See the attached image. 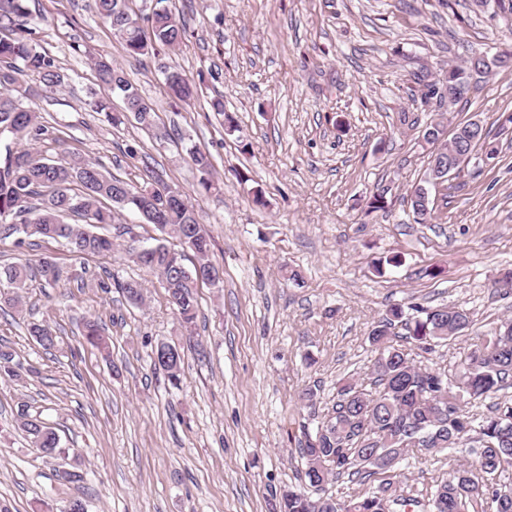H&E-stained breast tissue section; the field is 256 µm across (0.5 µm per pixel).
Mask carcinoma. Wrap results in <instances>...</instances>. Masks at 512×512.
Returning a JSON list of instances; mask_svg holds the SVG:
<instances>
[{"mask_svg": "<svg viewBox=\"0 0 512 512\" xmlns=\"http://www.w3.org/2000/svg\"><path fill=\"white\" fill-rule=\"evenodd\" d=\"M129 0H95L96 13L109 23L116 40L132 58L154 54L159 47L174 48L185 39L186 30L157 0L144 27L128 8ZM27 0H0V27H16V36L0 38V139L6 141L0 154V241L15 238L21 245L35 237L65 242L78 258L106 256L117 247L112 237L95 228L119 223L120 212H138L153 224L161 238L152 246H136L133 229L123 227L128 236L124 251L129 260L156 275L165 288L168 303L179 315L185 330L193 332L198 311L199 282L212 283L211 273L219 267L210 260L212 243L201 216L187 197L167 185L149 182L138 186L114 175L107 176L97 166L80 157L52 161L30 148L14 149L9 140L25 138L38 142L47 133L40 113L23 105L30 95L22 76L36 74L47 88L62 85L63 75L54 59L36 50L31 32L25 28ZM100 81L117 91L123 111H110L103 100L93 103L118 126L133 118L142 126L152 125V108L139 95L123 70L110 62H94ZM502 62L472 64L468 59L448 67L446 85L472 87L486 78ZM420 99L424 102L441 96L439 80L428 74H414ZM166 84L173 97L189 101L197 92L196 83L179 70L166 74ZM187 153L200 173L202 191L217 190L212 179L209 154L192 145ZM422 187L409 195L416 221L431 215V200L423 198ZM71 217L74 223L64 221ZM178 241L181 249L167 244ZM193 252L196 264H184L185 251ZM38 274L49 283L61 278V270L50 256L25 259L0 265V308L19 309L22 291L28 280ZM117 288L132 305L144 302V287L131 280L117 283ZM421 313L407 317L398 305L375 322L370 342L379 353L370 371V386L345 382L336 394L331 411L314 434H305L299 453L305 462L303 479L314 491L323 489L329 479L348 476L364 482L381 476L377 488L351 499L333 496L314 498L301 490L282 493L280 512H390L392 506L418 507L421 500L401 487L399 464L415 448L428 452H453L469 449L471 459L448 471V477L436 485L427 499L428 512H512V404H496L493 411L479 417L461 408V397L485 399L501 389L512 377V320L505 321L492 336L473 344L459 377L423 368L417 357L432 351L440 340L453 337L471 324L470 313L462 308L410 306ZM28 333L45 350L56 346V336L45 322H31ZM87 343L108 347L101 328L93 321L83 331ZM169 361L158 360L154 366L177 386L181 381L184 355L170 344ZM15 354L0 350V376L20 379L21 363H13ZM20 428L43 456L57 458L66 454L55 428L38 416L22 412Z\"/></svg>", "mask_w": 512, "mask_h": 512, "instance_id": "cac0c4a2", "label": "carcinoma"}]
</instances>
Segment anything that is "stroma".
Wrapping results in <instances>:
<instances>
[{
    "label": "stroma",
    "mask_w": 512,
    "mask_h": 512,
    "mask_svg": "<svg viewBox=\"0 0 512 512\" xmlns=\"http://www.w3.org/2000/svg\"><path fill=\"white\" fill-rule=\"evenodd\" d=\"M27 5L34 45L65 76L56 89L25 78L49 128L38 150L79 155L135 184L153 169L201 214L224 281L198 286L189 334L159 279L122 250L79 259L60 242H0L1 265L50 255L64 273L55 285L29 280L21 311L0 310V344L38 370L0 378V504L10 512H64L74 498L88 512H280L282 492L303 485L301 440L340 380L366 382L376 356L368 334L390 307L469 312L463 335L420 358L451 373L512 319L502 282L512 270V67L443 111L414 102L411 80L422 70L444 77L474 53L512 52V13L498 0H167L186 37L142 60L126 55L94 0ZM98 59L123 68L155 110L151 127H115L90 109L96 99L123 107L99 82ZM169 67L196 82L190 102L169 95ZM441 114L452 127L480 121L499 153L430 187L432 218L419 224L405 198L424 181L422 131ZM228 115L237 131L225 130ZM191 143L210 154L223 194L198 193ZM238 169L250 185L237 182ZM254 186L265 205L254 203ZM379 191L389 210L368 213ZM131 279L145 287L143 305L113 286ZM87 318L108 352L85 345ZM32 321L53 325L55 349L29 336ZM160 342L185 351L179 387L153 366ZM309 387L310 403L301 399ZM24 406L55 426L65 460L32 447L19 428ZM468 457L464 448L414 452L403 481L429 494ZM63 467L81 482L61 480Z\"/></svg>",
    "instance_id": "obj_1"
}]
</instances>
